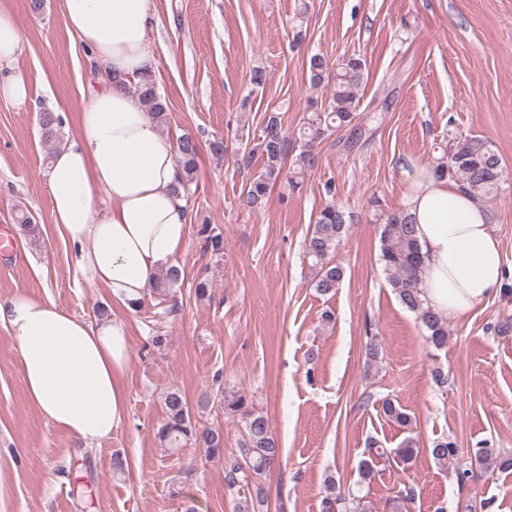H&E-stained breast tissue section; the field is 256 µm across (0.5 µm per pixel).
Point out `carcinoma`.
Wrapping results in <instances>:
<instances>
[{
  "mask_svg": "<svg viewBox=\"0 0 512 512\" xmlns=\"http://www.w3.org/2000/svg\"><path fill=\"white\" fill-rule=\"evenodd\" d=\"M308 71L310 81L315 86L322 85L329 77L333 78V92L327 102L312 108L305 117L298 136L301 150L289 164L286 163L288 134L279 117L269 115L259 142L239 159L240 164L245 167L251 165L256 155L264 160L262 172L246 184L243 193L242 203L250 210H261L272 188L281 179L288 183L290 189L298 188L307 172L318 163L317 146L331 132L351 125L357 117L360 99L357 98L356 90L363 83L366 72V64L362 58L355 55L343 58L331 74L325 58L320 54H313L308 58ZM135 93L144 110L151 113L157 123L167 124L169 106L159 93L152 74L141 76L136 83ZM61 125L62 119L52 112L40 115L43 138L55 149L61 144ZM176 149L181 173L175 190L186 194L195 182L200 146L194 136L184 133L176 138ZM435 173L459 182L474 198L486 202L497 198L504 182L501 156L487 140L476 136L453 142L450 150L440 157ZM371 204L375 215L382 221L379 257L392 291L403 306L417 314L427 331V341L436 349L446 347L449 338L447 318L427 305L419 287L422 259L415 225L411 224L403 211L389 212L384 209L380 199L376 197ZM14 219L32 240H37L38 227L30 211L19 209ZM345 228L344 211L334 204H328L317 214L311 233L305 239V254L313 274V287L323 295L336 291L345 276V269L334 260L337 242ZM201 232L205 234V249L214 255L224 253L223 235L214 234L205 227ZM179 286L181 271L174 266L157 277L153 290L165 301L171 291ZM163 404L165 420L157 435L169 452L174 454L187 441L193 440L202 447L207 457H220L224 454L221 430L199 426L180 391H167ZM227 408L241 416L244 423V436L238 454L226 468L227 486L233 489L252 484L256 489V496L259 497L262 494L259 478L279 462L281 449L263 413L245 406L241 399L231 401ZM382 411L399 426H409L410 416L394 401L384 400ZM414 445L413 439L408 437L399 448L375 449V454L362 460L359 465V482L363 483L372 478L376 458L393 456L404 465L410 463L416 453ZM462 454L463 451L457 443L447 437L433 442L431 448V455L435 460L444 466H455V477L460 484L468 481L472 473L471 469L458 466ZM470 456L474 457L476 465L488 472L512 471V455L480 447L470 451ZM325 483L323 512H368V505L362 502V497L356 495L352 488L344 486L335 476H327Z\"/></svg>",
  "mask_w": 512,
  "mask_h": 512,
  "instance_id": "cac0c4a2",
  "label": "carcinoma"
}]
</instances>
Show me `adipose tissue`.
<instances>
[{
  "label": "adipose tissue",
  "mask_w": 512,
  "mask_h": 512,
  "mask_svg": "<svg viewBox=\"0 0 512 512\" xmlns=\"http://www.w3.org/2000/svg\"><path fill=\"white\" fill-rule=\"evenodd\" d=\"M68 27L111 78L81 116L82 135L62 146L46 173L55 224L75 247L81 280L107 288L125 309L144 300L174 266L190 219L175 191V145L129 92L153 66L145 35L149 0H63ZM404 211L423 256L427 304L460 317L496 297L504 261L486 208L459 183L413 165ZM18 343L27 395L39 413L72 436L109 438L126 408L122 377L131 353L126 323H89L23 294L0 303Z\"/></svg>",
  "instance_id": "1"
}]
</instances>
